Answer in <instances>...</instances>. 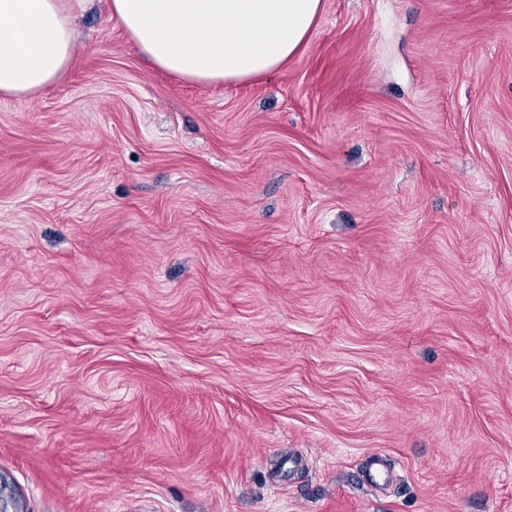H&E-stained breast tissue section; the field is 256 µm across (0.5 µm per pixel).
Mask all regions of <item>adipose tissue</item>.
I'll list each match as a JSON object with an SVG mask.
<instances>
[{
	"mask_svg": "<svg viewBox=\"0 0 512 512\" xmlns=\"http://www.w3.org/2000/svg\"><path fill=\"white\" fill-rule=\"evenodd\" d=\"M322 0H110L112 17L158 68L221 84L279 71L306 43ZM72 0H0V94L52 84L75 44Z\"/></svg>",
	"mask_w": 512,
	"mask_h": 512,
	"instance_id": "adipose-tissue-1",
	"label": "adipose tissue"
}]
</instances>
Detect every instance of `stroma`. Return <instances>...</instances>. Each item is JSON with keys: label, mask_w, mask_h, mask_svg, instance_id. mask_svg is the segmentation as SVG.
I'll return each instance as SVG.
<instances>
[{"label": "stroma", "mask_w": 512, "mask_h": 512, "mask_svg": "<svg viewBox=\"0 0 512 512\" xmlns=\"http://www.w3.org/2000/svg\"><path fill=\"white\" fill-rule=\"evenodd\" d=\"M75 28L0 95V512H512V0L221 85Z\"/></svg>", "instance_id": "stroma-1"}]
</instances>
